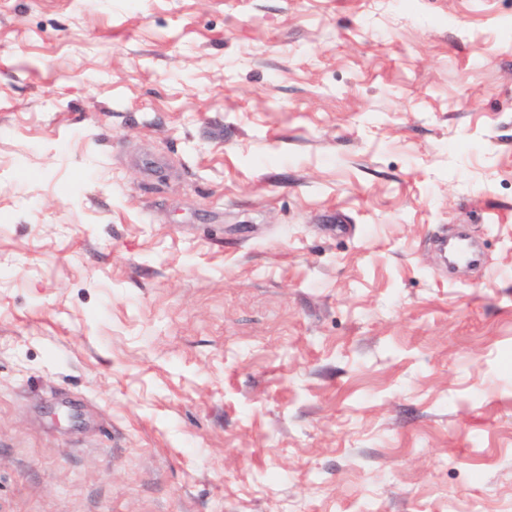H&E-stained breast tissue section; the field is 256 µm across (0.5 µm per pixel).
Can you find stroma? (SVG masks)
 <instances>
[{
  "label": "stroma",
  "mask_w": 512,
  "mask_h": 512,
  "mask_svg": "<svg viewBox=\"0 0 512 512\" xmlns=\"http://www.w3.org/2000/svg\"><path fill=\"white\" fill-rule=\"evenodd\" d=\"M0 512H512V0H0Z\"/></svg>",
  "instance_id": "stroma-1"
}]
</instances>
